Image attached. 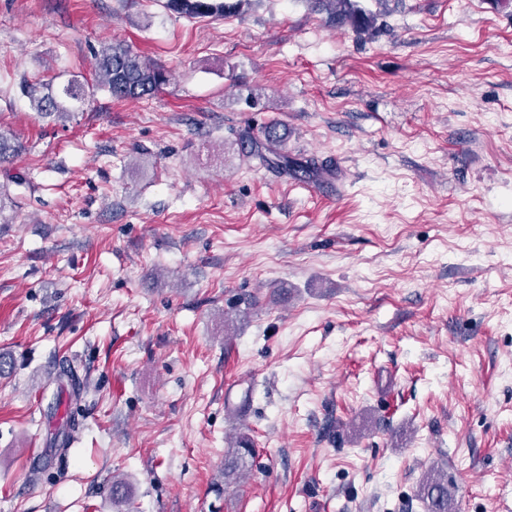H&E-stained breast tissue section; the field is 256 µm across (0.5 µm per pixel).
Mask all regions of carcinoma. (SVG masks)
<instances>
[{
	"label": "carcinoma",
	"instance_id": "obj_1",
	"mask_svg": "<svg viewBox=\"0 0 512 512\" xmlns=\"http://www.w3.org/2000/svg\"><path fill=\"white\" fill-rule=\"evenodd\" d=\"M244 0H165L164 8L172 13L191 19L224 17L234 12ZM313 7L324 10L338 23L361 33L368 30L374 15L359 6L357 0H309ZM99 80L90 85L76 77L67 80L57 90L43 83H34L27 87L30 105L43 118L65 119L71 116L70 103L82 102L93 97L98 89L107 90L115 99H145L153 97L168 83L166 73L135 53L122 42L105 43L94 52ZM265 146L252 140L251 155L259 163L270 168L292 169L296 173H306L311 168L308 163L296 162L287 155L275 152L282 142L283 133L275 123L261 131ZM56 380H66L71 386V397L79 399L82 387L77 370L70 364L60 366ZM255 457V448L251 440L241 436L235 444L224 449V486L237 485L249 475L251 462ZM420 500L424 512H451L452 503L448 500V483L443 480L440 471L432 469L423 481Z\"/></svg>",
	"mask_w": 512,
	"mask_h": 512
}]
</instances>
